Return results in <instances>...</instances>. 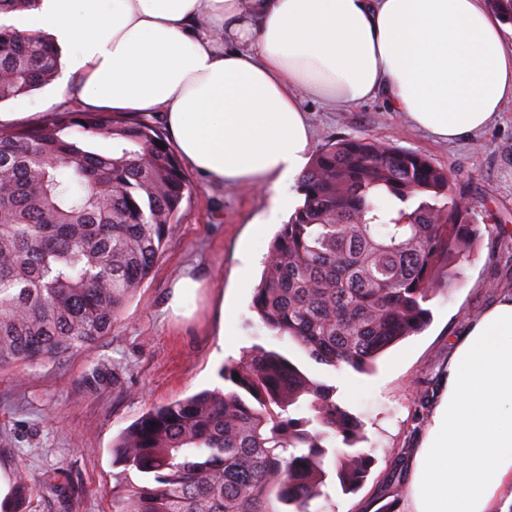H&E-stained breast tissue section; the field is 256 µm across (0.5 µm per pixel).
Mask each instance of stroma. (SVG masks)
<instances>
[{"label":"stroma","mask_w":512,"mask_h":512,"mask_svg":"<svg viewBox=\"0 0 512 512\" xmlns=\"http://www.w3.org/2000/svg\"><path fill=\"white\" fill-rule=\"evenodd\" d=\"M75 103L73 90L54 81L0 104V111L51 116ZM303 105L314 149L369 137L415 151L449 170L475 209L480 241L469 258L455 260L454 284L429 302V326L390 347L367 373L310 364L291 340L269 336L250 309L260 261L277 231L271 224L257 236L252 226L268 212L272 190L223 187L187 171L191 193L119 326L91 350L0 368V512H112V488L124 477L112 463L119 434L158 405L223 387V365L255 345L282 352L335 386L364 425L363 445L375 457L370 474L356 492L331 490L318 512H377L405 499L411 452L426 432L450 347L472 317L512 289V105L482 131L448 142L413 128L380 98L336 111L314 98ZM245 251L257 258L246 285L239 280ZM189 267L206 286L186 298L192 315L182 318L165 304L172 282ZM226 307L233 311L228 320Z\"/></svg>","instance_id":"1"}]
</instances>
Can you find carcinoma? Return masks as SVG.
Wrapping results in <instances>:
<instances>
[{
    "instance_id": "obj_1",
    "label": "carcinoma",
    "mask_w": 512,
    "mask_h": 512,
    "mask_svg": "<svg viewBox=\"0 0 512 512\" xmlns=\"http://www.w3.org/2000/svg\"><path fill=\"white\" fill-rule=\"evenodd\" d=\"M37 2L0 0V14ZM488 7L512 23V0ZM60 66L46 39L0 24V103ZM59 158L70 165H49ZM299 191L251 309L311 362L366 372L427 327V303L454 277L438 269L471 254L475 213L446 169L367 137L320 149ZM187 193L178 157L144 115L67 109L0 129V367L88 350L112 332ZM220 376L227 388L159 405L113 443V462L147 481L113 486L112 512H314L329 488L366 480L374 457L336 387L258 345Z\"/></svg>"
}]
</instances>
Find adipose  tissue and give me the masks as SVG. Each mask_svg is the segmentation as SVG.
Returning a JSON list of instances; mask_svg holds the SVG:
<instances>
[{
  "mask_svg": "<svg viewBox=\"0 0 512 512\" xmlns=\"http://www.w3.org/2000/svg\"><path fill=\"white\" fill-rule=\"evenodd\" d=\"M16 24L52 41L82 108L162 114L184 162L222 185L303 173L307 98L382 96L446 141L512 103L485 0H39ZM406 512H512V292L452 347Z\"/></svg>",
  "mask_w": 512,
  "mask_h": 512,
  "instance_id": "obj_1",
  "label": "adipose tissue"
}]
</instances>
